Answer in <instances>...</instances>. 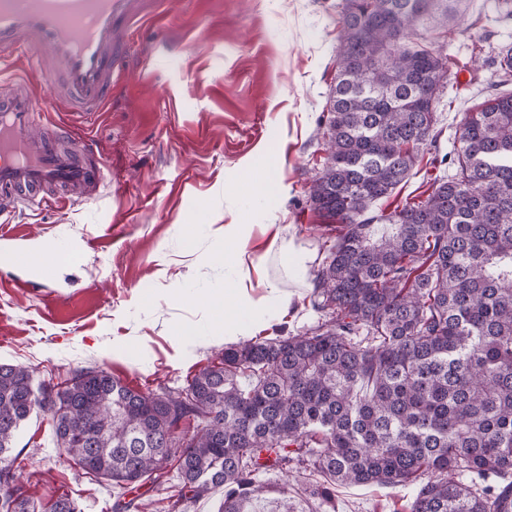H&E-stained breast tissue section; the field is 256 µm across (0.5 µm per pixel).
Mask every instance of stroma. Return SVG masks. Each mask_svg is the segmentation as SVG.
<instances>
[{
    "label": "stroma",
    "mask_w": 512,
    "mask_h": 512,
    "mask_svg": "<svg viewBox=\"0 0 512 512\" xmlns=\"http://www.w3.org/2000/svg\"><path fill=\"white\" fill-rule=\"evenodd\" d=\"M342 0H141L121 24L132 80L112 92L94 125L77 123L107 161L90 203L16 210L0 225V363L63 389L83 368L103 369L146 392L178 391L224 345V313L209 294L235 288L259 301L245 336L292 335L317 319L312 275L337 235L310 202L327 157L326 102L336 75ZM485 34L475 48L473 33ZM456 66L440 103L439 140L410 179L377 202L392 211L423 180L454 172L465 112L497 84L492 60L512 46V0H473L439 40ZM243 224L244 266L216 249ZM120 235L109 234V226ZM288 255H281L280 244ZM45 249L41 268L28 264ZM31 280L26 291L14 283ZM201 328L194 346L177 332ZM16 482L45 504L61 494L79 512H112L120 488L90 480L58 448L49 416L19 429ZM264 512H403L413 488L339 486L334 508L304 493L305 474L261 472Z\"/></svg>",
    "instance_id": "obj_1"
}]
</instances>
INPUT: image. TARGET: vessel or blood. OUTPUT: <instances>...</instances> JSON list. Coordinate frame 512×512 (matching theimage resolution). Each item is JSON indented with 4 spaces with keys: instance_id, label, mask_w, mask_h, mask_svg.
<instances>
[{
    "instance_id": "b4317fda",
    "label": "vessel or blood",
    "mask_w": 512,
    "mask_h": 512,
    "mask_svg": "<svg viewBox=\"0 0 512 512\" xmlns=\"http://www.w3.org/2000/svg\"><path fill=\"white\" fill-rule=\"evenodd\" d=\"M131 11L132 0H0V48L18 60L38 48V65H51L66 89L61 98L28 84L0 101L1 193L35 211L50 202L45 189L100 185L104 162L93 145L59 151L56 141L71 133L50 114L78 112L90 122L111 104L113 83L128 80L116 31Z\"/></svg>"
}]
</instances>
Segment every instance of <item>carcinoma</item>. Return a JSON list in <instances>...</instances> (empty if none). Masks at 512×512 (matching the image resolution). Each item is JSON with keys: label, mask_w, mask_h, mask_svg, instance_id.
Segmentation results:
<instances>
[{"label": "carcinoma", "mask_w": 512, "mask_h": 512, "mask_svg": "<svg viewBox=\"0 0 512 512\" xmlns=\"http://www.w3.org/2000/svg\"><path fill=\"white\" fill-rule=\"evenodd\" d=\"M471 0H344L328 156L310 201L340 225L314 272L315 325L224 347L175 394L105 370L34 388L0 364V512H37L16 484L15 436L52 416L88 478L139 492L174 462L186 495L224 489L220 512L265 498L262 471L332 485L416 486L408 512H512V91L464 113L455 174L386 213L373 205L436 141L448 31ZM512 78V47L498 53Z\"/></svg>", "instance_id": "cac0c4a2"}]
</instances>
